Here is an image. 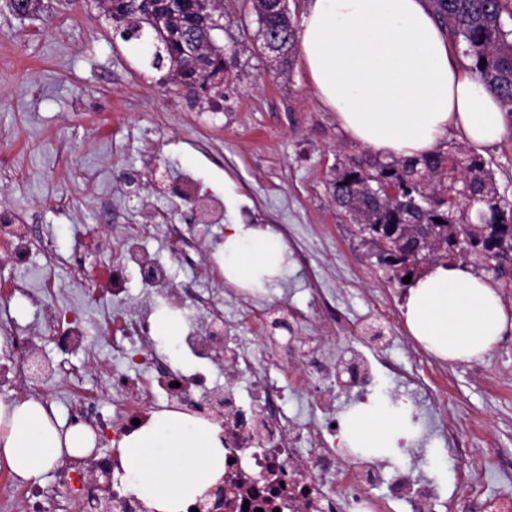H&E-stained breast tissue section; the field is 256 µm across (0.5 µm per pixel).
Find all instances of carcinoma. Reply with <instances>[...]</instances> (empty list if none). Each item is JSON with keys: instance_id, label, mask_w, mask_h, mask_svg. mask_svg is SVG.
Wrapping results in <instances>:
<instances>
[{"instance_id": "obj_1", "label": "carcinoma", "mask_w": 512, "mask_h": 512, "mask_svg": "<svg viewBox=\"0 0 512 512\" xmlns=\"http://www.w3.org/2000/svg\"><path fill=\"white\" fill-rule=\"evenodd\" d=\"M257 31L252 49L283 72L290 67L299 42L288 0H249ZM102 16L126 43L143 47L151 68L163 67L187 96L213 110L224 108L226 58L237 50H224L211 17L221 12L220 0H199L190 8L187 0H97ZM433 11L447 30L452 44L463 46L470 61L466 69L501 102L512 115V0H431ZM443 156L403 158L394 164H371L366 170L351 165L331 182L336 206L380 247L382 262L392 277L403 280L415 275L416 266L434 259L452 263L461 252L484 259L500 270L498 258L512 254V205L502 198L481 158L466 162L448 154L450 194L462 198V210L485 212L488 222L471 220L457 224L454 210L443 208L444 200L426 194L429 182L440 176ZM390 183L389 196L378 186ZM443 223L435 222V219ZM407 222L421 229L428 239L423 250L407 234L394 243L380 239L381 224Z\"/></svg>"}]
</instances>
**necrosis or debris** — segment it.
<instances>
[{
	"label": "necrosis or debris",
	"mask_w": 512,
	"mask_h": 512,
	"mask_svg": "<svg viewBox=\"0 0 512 512\" xmlns=\"http://www.w3.org/2000/svg\"><path fill=\"white\" fill-rule=\"evenodd\" d=\"M103 229L118 228L127 248L121 249L105 275L113 294H121L129 266H137L157 297L170 307L187 311L188 329L181 343L204 362L221 361L227 379L223 386L208 382L205 371L190 376L173 372L165 355L155 348L149 318L139 313L116 316L105 323L112 346L127 353L131 363L145 366L148 377H112L113 418L95 410L94 396L79 394L81 423L97 432H111L120 442L133 428L142 410L166 396L169 406L221 421L224 429V494L210 500L198 512H392L402 501L409 512H512V498L479 493L468 503L445 495L410 467L387 470L381 463L339 447L335 434L324 433L318 422L295 425L283 410L288 390L309 393L312 406L330 411L337 390L353 389L369 382L372 362L356 346L335 364L325 362L321 347L326 337L295 336L288 332V307L257 306L237 293V323L242 335L232 334L214 297L192 289L172 292L167 266L130 244L146 232L167 235L175 254L190 259L195 240L173 224H116L110 212L102 214ZM44 335L63 351L84 345L86 324L76 314L59 315L42 324ZM295 365L294 384L273 379L275 365ZM250 382V393L241 396L238 376Z\"/></svg>",
	"instance_id": "obj_1"
}]
</instances>
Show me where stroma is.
Returning a JSON list of instances; mask_svg holds the SVG:
<instances>
[{
	"label": "stroma",
	"mask_w": 512,
	"mask_h": 512,
	"mask_svg": "<svg viewBox=\"0 0 512 512\" xmlns=\"http://www.w3.org/2000/svg\"><path fill=\"white\" fill-rule=\"evenodd\" d=\"M21 17L0 0V204L35 227L29 259L16 267L0 258V278L20 279L39 292L54 285L52 306L82 312L87 348L62 352L41 336L44 312L19 295L0 291V318L20 333L36 335V358L78 372L84 389L112 414V388L89 362L97 356L119 373L142 376L112 349L102 333L106 317L161 311L138 269L127 272L126 291L114 297L98 287L97 301L83 306L84 288L69 272L50 265L44 236L60 252L76 246L74 228L94 229L99 207L110 203L124 224L143 223L159 211L188 223L190 212L165 182L183 174L201 193L224 199V221L197 233L199 252L220 267L224 233L231 224H264L287 245L288 271L256 296L267 303L306 309L311 291L327 289L336 312L359 331L377 326L385 313L397 316L396 338L382 344L389 367L370 388L368 400L406 395L407 373L440 366L448 415L463 433L465 457L446 453L436 428H418L414 440L389 456V464L411 466L450 494L472 498L454 482L460 467L482 468L487 491L512 495V332L483 358L440 363L401 323L406 286L391 279L378 247L339 208L331 181L352 161L389 163L387 155L346 138L336 118L321 105L301 61L289 75L270 62L240 53L224 77V109L186 99L162 72L148 69L135 47L116 37L93 0H43ZM481 158L500 194L512 204V121L503 139ZM135 170L138 182L122 187L117 175ZM139 248L166 265L175 287L205 289L200 269L182 264L163 235L140 239ZM48 403L68 421L73 402L67 379L38 376L24 385L0 388L4 401Z\"/></svg>",
	"instance_id": "1"
}]
</instances>
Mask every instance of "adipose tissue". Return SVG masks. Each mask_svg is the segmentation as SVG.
<instances>
[{
	"mask_svg": "<svg viewBox=\"0 0 512 512\" xmlns=\"http://www.w3.org/2000/svg\"><path fill=\"white\" fill-rule=\"evenodd\" d=\"M303 65L317 96L355 142L397 157L433 154L448 131L475 151L502 138L500 101L456 63L428 0H308L299 33ZM224 279L259 288L288 271L281 236L257 224L224 235ZM402 315L411 336L437 358L468 362L489 353L512 328L489 278L461 265H438L409 287ZM409 408L374 401L342 415L347 447L382 457L408 438ZM216 423L159 410L123 437L119 467L129 495L149 512H185L224 475ZM83 426L63 427L41 402L0 400V464L30 481L63 457L89 455Z\"/></svg>",
	"mask_w": 512,
	"mask_h": 512,
	"instance_id": "adipose-tissue-1",
	"label": "adipose tissue"
}]
</instances>
